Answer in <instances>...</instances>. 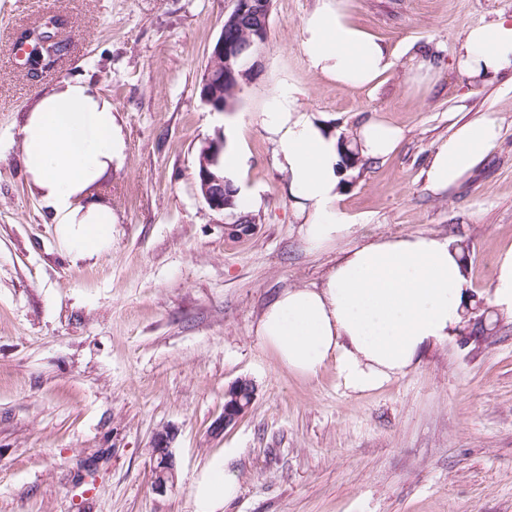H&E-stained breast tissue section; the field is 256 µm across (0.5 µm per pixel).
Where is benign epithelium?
<instances>
[{
  "label": "benign epithelium",
  "mask_w": 512,
  "mask_h": 512,
  "mask_svg": "<svg viewBox=\"0 0 512 512\" xmlns=\"http://www.w3.org/2000/svg\"><path fill=\"white\" fill-rule=\"evenodd\" d=\"M255 6L256 0H235V7L224 17V24L228 27L237 24L241 17L253 10ZM28 41L26 54L40 62L44 61L46 57H53L56 52L53 41L39 33L30 34ZM252 45L253 41L250 39L246 41L229 39L224 31L213 43L210 64L206 68L201 82V100L204 104L212 107V111H217L214 102L224 91V85L227 83L239 84L242 77V71L239 69L240 60ZM196 183L201 196L211 209L222 211L227 207L225 201L226 180L213 173L204 160L198 165ZM230 390L232 391L231 400L224 403V427L226 428L236 423L247 412L254 393L253 386L246 381L235 383ZM172 438L173 435L170 432L164 431L156 434L153 440L152 489L158 495L166 494L174 484L176 461L170 448Z\"/></svg>",
  "instance_id": "7a95c632"
}]
</instances>
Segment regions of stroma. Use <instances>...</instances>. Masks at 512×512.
I'll return each instance as SVG.
<instances>
[{"label": "stroma", "instance_id": "1", "mask_svg": "<svg viewBox=\"0 0 512 512\" xmlns=\"http://www.w3.org/2000/svg\"><path fill=\"white\" fill-rule=\"evenodd\" d=\"M318 0H272L268 38L236 111L199 95L234 0H0V512H193V480L214 456L239 482L224 512H512V314L488 294L512 246V83L470 84L453 66L465 29L512 15V0H348L357 25L394 54L376 86L310 69L303 23ZM51 29L61 51L32 71L8 52ZM428 62L416 82L412 52ZM81 79L112 102L122 156L83 200L112 211V239L77 258L61 244L22 162L20 128L40 98ZM329 132L353 140L380 118L397 148L350 169L351 234L311 249L259 122L281 84ZM494 113L484 164L434 192L425 159L456 124ZM233 125L259 188L238 232L196 184L198 153ZM445 237L465 252L467 319L485 340L433 345L368 392L333 366L303 378L256 334L266 305L320 284L365 239ZM254 387L223 424L224 393ZM172 432V491L151 488L152 442ZM253 393V386L246 381H239L230 387L228 396L231 397V400L224 403V426L233 425L247 412L253 399ZM245 394L248 396L245 397Z\"/></svg>", "mask_w": 512, "mask_h": 512}]
</instances>
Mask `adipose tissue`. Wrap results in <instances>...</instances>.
<instances>
[{"instance_id":"1","label":"adipose tissue","mask_w":512,"mask_h":512,"mask_svg":"<svg viewBox=\"0 0 512 512\" xmlns=\"http://www.w3.org/2000/svg\"><path fill=\"white\" fill-rule=\"evenodd\" d=\"M302 50L312 70L340 86H369L393 65L384 45L352 21L347 0H321L305 22ZM454 63L476 84L512 67V16L469 27ZM260 122L305 218V241L315 250L336 245L352 232L339 208L346 174L340 140L300 107L288 85L276 88ZM20 135L26 172L59 238L74 256L100 253L111 237L112 212L84 204L82 196L122 154L111 101L86 81H65L42 96ZM500 136L490 113L456 127L427 159L431 189L459 186ZM401 137L398 127L371 119L356 140L361 156L373 160L391 154ZM468 302L464 261L448 239L379 238L345 250L319 286L281 292L266 306L257 334L288 371L312 377L331 364L344 389L364 392L406 374L427 344L459 335ZM237 492L236 477L214 458L194 479L193 512H224Z\"/></svg>"}]
</instances>
